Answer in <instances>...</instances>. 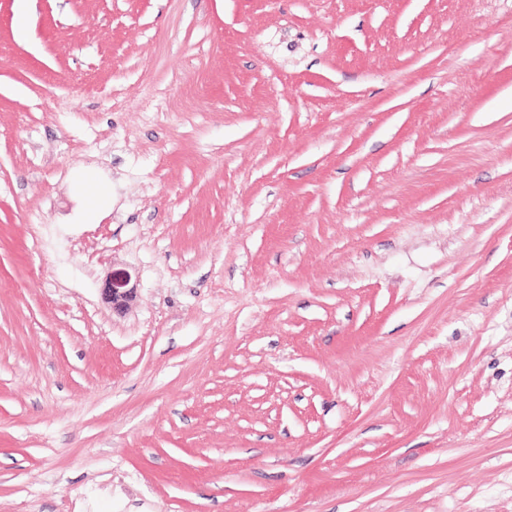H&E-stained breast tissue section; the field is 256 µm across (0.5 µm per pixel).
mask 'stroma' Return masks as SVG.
Here are the masks:
<instances>
[{
	"label": "stroma",
	"mask_w": 512,
	"mask_h": 512,
	"mask_svg": "<svg viewBox=\"0 0 512 512\" xmlns=\"http://www.w3.org/2000/svg\"><path fill=\"white\" fill-rule=\"evenodd\" d=\"M510 14L0 0V512H512ZM130 279V274L126 270L113 271L108 288H104L105 295L112 302L113 309L121 308L131 297L133 288H126Z\"/></svg>",
	"instance_id": "obj_1"
}]
</instances>
